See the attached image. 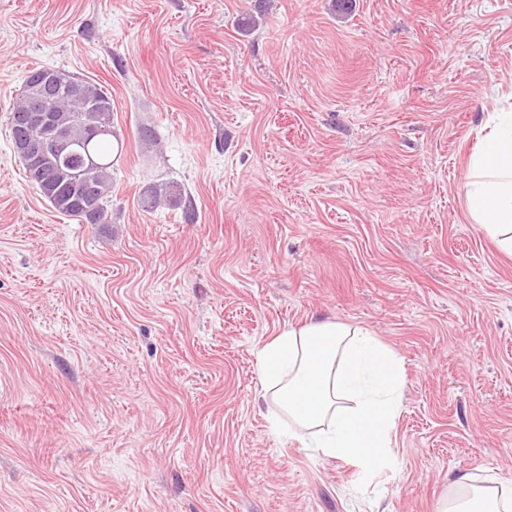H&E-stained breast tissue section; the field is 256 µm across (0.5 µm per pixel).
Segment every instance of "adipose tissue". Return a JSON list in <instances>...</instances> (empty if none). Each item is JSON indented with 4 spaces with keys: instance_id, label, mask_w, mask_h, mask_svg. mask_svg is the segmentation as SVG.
<instances>
[{
    "instance_id": "ef3b65f1",
    "label": "adipose tissue",
    "mask_w": 512,
    "mask_h": 512,
    "mask_svg": "<svg viewBox=\"0 0 512 512\" xmlns=\"http://www.w3.org/2000/svg\"><path fill=\"white\" fill-rule=\"evenodd\" d=\"M463 182L468 214L512 255V113L497 112ZM264 392L277 405L273 429L330 459L382 467L400 408L403 368L369 331L310 319L283 328L258 351ZM438 512H512V483L477 484L463 473L449 483Z\"/></svg>"
}]
</instances>
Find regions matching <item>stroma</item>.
<instances>
[{
	"mask_svg": "<svg viewBox=\"0 0 512 512\" xmlns=\"http://www.w3.org/2000/svg\"><path fill=\"white\" fill-rule=\"evenodd\" d=\"M39 68L112 97L111 223L13 151ZM511 91L512 0H0V512H435L458 473L512 481V257L461 191ZM311 317L402 362L383 468L269 427L258 349Z\"/></svg>",
	"mask_w": 512,
	"mask_h": 512,
	"instance_id": "35a3bbf8",
	"label": "stroma"
}]
</instances>
